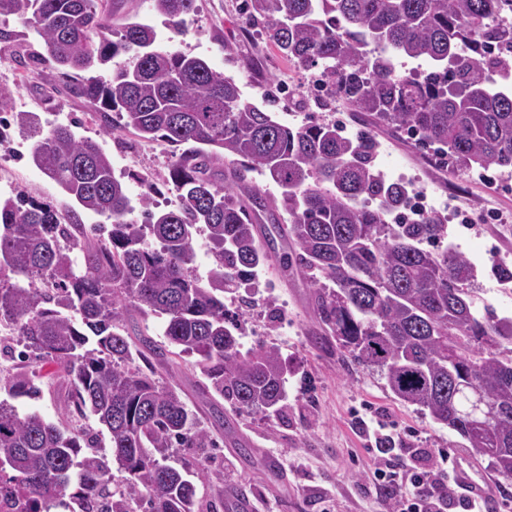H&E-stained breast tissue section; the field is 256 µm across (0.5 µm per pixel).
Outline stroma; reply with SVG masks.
<instances>
[{"mask_svg":"<svg viewBox=\"0 0 512 512\" xmlns=\"http://www.w3.org/2000/svg\"><path fill=\"white\" fill-rule=\"evenodd\" d=\"M242 2L196 0L194 13L186 18V35L175 41L149 0H128L125 10L133 20L154 27L157 50L176 49L203 58L214 70L233 78L244 97L254 103L276 94L275 116L282 123L348 121V113L336 108L310 103L308 108L299 107L300 99L309 101L317 94L319 68L303 69L278 58L259 28L241 13ZM0 27L24 32L0 55V88L11 91L14 107L36 113L45 131L60 123H77L78 135L97 141L109 155L115 175L124 178L131 198H139L147 180L158 189L156 204L171 207L176 191L169 181L167 147L142 141L128 130L104 131L91 106L68 92L69 77L51 62H34V55L46 52L41 38L11 18L0 22ZM249 51L261 60L259 73L244 72L239 66V57ZM377 139L376 162L381 170L412 182L421 192L436 194L435 210L446 219L447 241L455 243L479 270L475 288L479 307L512 317V282H502L492 272L500 259L512 266V178L493 170L475 173L454 190L448 185L447 168L427 165L410 144L390 133H378ZM32 145L27 132L15 126L7 130L0 146V197L24 193L68 211L71 200L31 163ZM459 211L468 214V223H457L454 215ZM261 230L274 241L271 266L257 272L252 284L242 286L226 305L240 315L243 348L262 342L278 348L288 368L282 413L263 418L236 415L223 398L202 400L203 378L192 358L175 359L158 371L161 381L176 385L188 405L195 407L202 426L217 441L213 448L179 449L172 461L177 467L206 459L207 473L198 483L204 512H225L224 493L237 485L249 491L247 512H382L381 491L367 479L375 453L358 423L372 414L405 433L409 447L417 451L415 464L435 459L442 450L458 462L471 463L497 491L489 512H512V479L494 473L487 459L464 447L456 433L429 414L394 399L379 373L321 347L309 283L283 268L286 248L276 241L272 224H262ZM40 368L45 376L41 395L15 398V406L22 414L36 412L55 422H70L68 380L52 363H41ZM219 414L229 416V427L215 425ZM241 448L250 449V463L240 461L237 451Z\"/></svg>","mask_w":512,"mask_h":512,"instance_id":"35a3bbf8","label":"stroma"}]
</instances>
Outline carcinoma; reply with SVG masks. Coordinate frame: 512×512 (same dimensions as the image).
<instances>
[{
    "label": "carcinoma",
    "instance_id": "obj_1",
    "mask_svg": "<svg viewBox=\"0 0 512 512\" xmlns=\"http://www.w3.org/2000/svg\"><path fill=\"white\" fill-rule=\"evenodd\" d=\"M127 0H0V18L34 30L49 60L74 73L70 92L95 107L107 129H128L173 148L168 210L153 209L143 183L142 224L125 183L94 140L73 125L41 134L32 112H17L0 88V138L15 124L40 136L30 160L84 211L111 227L64 223L32 196L0 199V355L47 359L71 383L82 419L108 432L109 461L93 436L0 401V495L24 512H52L69 499L81 512H202L196 480L204 469L168 464L177 448H214L209 432L155 365L197 356L215 395L236 409L279 413L287 366L267 343L242 351L241 323L225 300L269 258L258 211L281 208L275 224L300 253L284 255L314 289L319 336L385 378L394 396L454 431L491 468L512 477V318L479 311L476 266L453 246L427 249L446 224L428 213L401 221L413 194L376 167L372 128L406 135L428 161L454 173L496 169L512 175V0H246L248 21L279 55L299 67L322 66L330 99L360 116L346 134L334 122L288 126L243 97L232 78L199 57L157 51L154 27H113ZM196 0H152L176 36ZM499 44L504 53L485 58ZM128 61L108 78L117 56ZM430 71L400 73L395 59ZM224 152L227 169L214 161ZM281 190L261 196L253 174ZM211 243L207 280L194 274L193 238ZM83 252L76 271L72 253ZM21 276L27 285L12 282ZM163 319L164 344L134 342L131 312ZM141 359L145 366L136 364ZM0 382L36 396L33 370ZM496 415L478 424L475 398Z\"/></svg>",
    "mask_w": 512,
    "mask_h": 512
}]
</instances>
